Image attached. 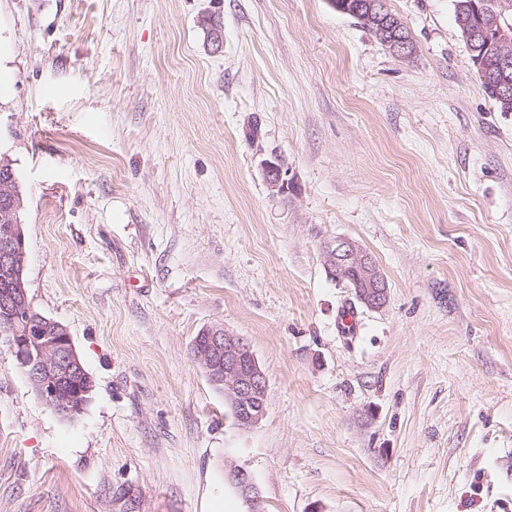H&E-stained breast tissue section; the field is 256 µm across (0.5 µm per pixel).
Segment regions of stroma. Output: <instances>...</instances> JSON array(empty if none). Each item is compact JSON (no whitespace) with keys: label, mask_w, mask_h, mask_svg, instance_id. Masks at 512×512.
Returning <instances> with one entry per match:
<instances>
[{"label":"stroma","mask_w":512,"mask_h":512,"mask_svg":"<svg viewBox=\"0 0 512 512\" xmlns=\"http://www.w3.org/2000/svg\"><path fill=\"white\" fill-rule=\"evenodd\" d=\"M386 6L411 57L331 0H0L28 296L95 382L60 418L0 342V512H245L231 465L264 512H512V112L453 0ZM214 325L266 373L253 427L191 351ZM386 14L391 16L394 19V21H396V22L399 21L398 27H400V29L397 31L396 30L397 28H395L393 32H395L397 36H404V37H401V38L394 37L392 39H388L385 41V45L390 50H392L394 53H396L397 55H400L402 57H411L412 54L414 53V46H413V44L409 43L408 39H406V38H409L406 27L404 26V24L400 21V19L398 17H396L394 14H392L388 10H386ZM392 33H390L389 36H391ZM325 264L336 280L352 288L359 302L368 309L382 308L388 297V284L369 254L350 238H336L324 250ZM336 271V272H335ZM354 283V285H353ZM227 477L248 506L247 512L263 511L258 489L246 470L238 466L230 467Z\"/></svg>","instance_id":"obj_1"}]
</instances>
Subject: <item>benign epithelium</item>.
<instances>
[{
	"label": "benign epithelium",
	"instance_id": "benign-epithelium-1",
	"mask_svg": "<svg viewBox=\"0 0 512 512\" xmlns=\"http://www.w3.org/2000/svg\"><path fill=\"white\" fill-rule=\"evenodd\" d=\"M384 0H357L354 12L367 27L383 30L381 12ZM512 14V0H488L482 11L481 33L494 36L496 52L487 58L486 70L507 79L512 70V29L502 20ZM385 45L402 57H410L414 46L404 37H394ZM285 172L276 163H264L267 184L279 191L288 187ZM20 210L14 203L3 213L9 223L0 226V325L5 342L12 349L19 367L36 394L59 417L73 419L87 405L93 379L83 366L68 328L43 317L33 324L23 283V267L16 262L25 250L22 225L15 223ZM325 264L337 281L349 279L356 286L359 302L373 310L382 308L388 297V284L369 254L354 240L338 238L324 250ZM196 360L208 379L222 385L221 393L235 413L236 422L251 427L265 416L267 379L259 361L243 338L221 326L203 329L195 344ZM241 495L248 512H262L261 498L248 472L233 466L227 474Z\"/></svg>",
	"mask_w": 512,
	"mask_h": 512
}]
</instances>
